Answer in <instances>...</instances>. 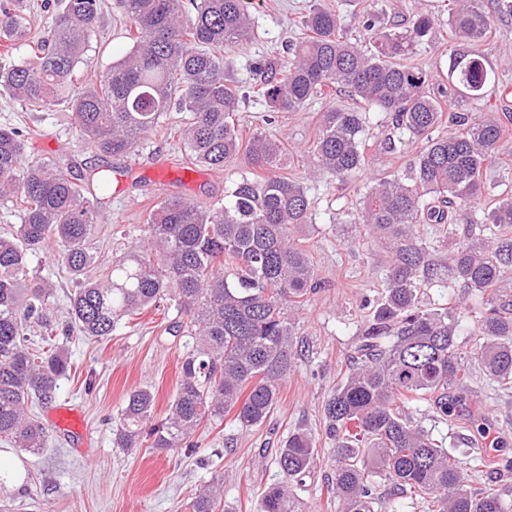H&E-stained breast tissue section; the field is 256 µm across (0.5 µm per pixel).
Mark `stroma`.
Here are the masks:
<instances>
[{
    "label": "stroma",
    "instance_id": "35a3bbf8",
    "mask_svg": "<svg viewBox=\"0 0 512 512\" xmlns=\"http://www.w3.org/2000/svg\"><path fill=\"white\" fill-rule=\"evenodd\" d=\"M252 2L254 38L224 56L229 78L244 89L252 86L257 64L285 54L286 42L302 36L301 21L311 8L320 5L335 11L342 26L352 29L365 0ZM491 63L495 84L486 99L457 101V111L502 113L512 106L511 18L493 23ZM344 102V96L334 95L313 101L300 112L272 115L263 99L253 95L241 102L237 112L243 136L260 132L284 144L283 170L304 179L314 205L313 226L304 246L321 286L296 314L294 367L266 422L245 430L228 415L222 422L202 424L193 437L198 448L193 457L178 450L146 447L124 452L113 446L112 439L127 394L142 385L152 386L156 413L161 416L177 389L187 338L174 333L171 325L180 320V313L171 307L121 320L111 336L99 341L75 331L58 335L56 345L70 357L72 369L60 380L52 400L34 406L33 411L44 421L52 409H76L85 422L88 441L73 445L67 433L52 428L42 452L13 450L23 479L9 484L8 490L20 512H186L191 490L218 474L224 477L229 512H256L262 492L281 479L276 449L297 431L312 433L318 448L317 464L298 494L309 512H336L328 503L332 443L325 435L324 404L348 373L360 328L380 301L386 277L380 244L369 237L352 241L340 224L343 210L354 207L365 177L341 185L307 174L321 112ZM179 120L175 112L164 116L136 155L102 157L83 146L71 112L61 107L30 112L0 91V128L30 129L29 156L58 160L72 174L85 177L108 170L111 198L98 217L92 240L97 257L92 274L96 277L111 267L118 242L129 245L140 240L146 215L155 204L182 196L211 205L223 200L226 186L248 173L249 165L242 159L221 170L190 167L177 135L170 132ZM391 132L388 115L371 112L365 131L370 146L366 177L390 171L420 149V141L410 140L400 155L387 153L384 143ZM58 251L57 243H49L46 250L31 257L30 265L54 283L48 310L61 322L72 284L57 262ZM425 299L435 306L453 305L459 342L468 346L477 342L475 327L481 310L475 301L462 299L451 286L427 289ZM411 412L435 436L444 437L449 452L471 472L473 482L486 479L485 473L474 471L475 458L487 453L512 457V392L493 390L487 379L474 383L472 394L458 405L452 422L437 420L424 402L412 404ZM479 426L488 428L489 434L474 446L467 438Z\"/></svg>",
    "mask_w": 512,
    "mask_h": 512
}]
</instances>
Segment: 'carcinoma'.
I'll use <instances>...</instances> for the list:
<instances>
[{
	"mask_svg": "<svg viewBox=\"0 0 512 512\" xmlns=\"http://www.w3.org/2000/svg\"><path fill=\"white\" fill-rule=\"evenodd\" d=\"M131 45L106 70L79 83L92 66L104 0H61L47 35L31 37L49 0L0 4L4 49L22 43L26 58L0 64V90L41 112L63 105L79 136L105 155H131L168 112L196 165L220 170L245 157L254 177L234 182L224 201L201 206L169 197L150 210L139 244L98 279L89 241L109 199L110 179L96 172V189L73 181L53 159L26 157L28 134L0 129V202L20 209L21 222L0 232V441L40 451L47 431L31 404L48 402L71 370L52 344L57 326L46 302L54 284L33 274L29 256L53 240L74 284L68 329L99 339L123 318L174 303L189 337L177 390L165 416L155 418V394L140 386L127 395L113 443L196 451L204 422L234 413L243 428L264 424L295 359L292 312L318 288L300 233L312 200L300 179L282 172V144L262 133L243 139L236 123L240 87L224 71V48L253 36L246 0H117ZM384 0L358 18L363 42L345 33L339 16L315 7L302 20L306 36L289 45L291 58L256 66L254 93L272 112H300L315 98L343 91L352 103L320 113L312 148L314 171L346 183L368 166L364 139L369 110L391 118L398 142L423 147L408 162L364 183L358 208L343 224L364 229L387 254L385 294L360 330L352 368L325 404L340 512H378L380 487L394 498L421 500L427 512H512L493 488L474 490L444 439L417 424L410 403L427 401L443 420L470 390L480 368L497 387L512 388V169L502 165L487 185L512 125L496 112H458L453 101L484 97L490 79L492 25L481 0L448 4V75L433 77L412 63L416 47L432 42L441 19L421 14L404 30L380 26ZM81 84L75 90V84ZM454 128L438 134L443 125ZM433 224L448 243L434 258L418 234ZM449 279L476 300L479 342L457 341L452 307H430L423 290ZM40 328L42 344L30 342ZM316 440L290 434L275 463L285 481L269 486L257 512H305L291 484L317 459ZM480 467L512 476V457L480 459ZM189 512H224V479L200 486Z\"/></svg>",
	"mask_w": 512,
	"mask_h": 512,
	"instance_id": "carcinoma-1",
	"label": "carcinoma"
}]
</instances>
